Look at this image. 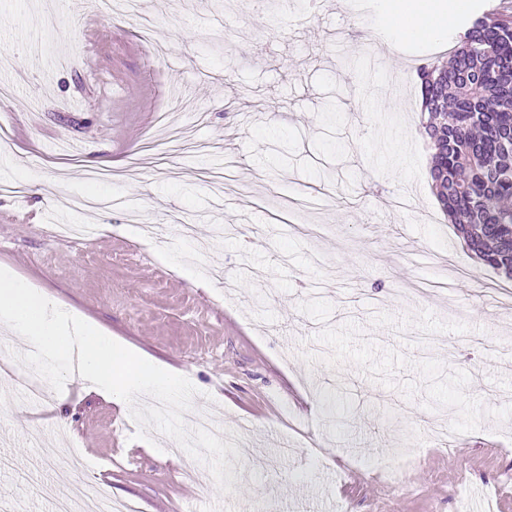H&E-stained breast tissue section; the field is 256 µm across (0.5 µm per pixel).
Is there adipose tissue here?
I'll return each instance as SVG.
<instances>
[{
    "instance_id": "adipose-tissue-1",
    "label": "adipose tissue",
    "mask_w": 512,
    "mask_h": 512,
    "mask_svg": "<svg viewBox=\"0 0 512 512\" xmlns=\"http://www.w3.org/2000/svg\"><path fill=\"white\" fill-rule=\"evenodd\" d=\"M464 6V0H451L447 7L443 6L441 0H398L385 23L393 41L397 43L422 33L433 37Z\"/></svg>"
}]
</instances>
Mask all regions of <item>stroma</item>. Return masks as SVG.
<instances>
[{"mask_svg":"<svg viewBox=\"0 0 512 512\" xmlns=\"http://www.w3.org/2000/svg\"><path fill=\"white\" fill-rule=\"evenodd\" d=\"M40 2L0 0L29 76L0 95V184L27 186L0 194V265L250 428L232 494L201 490L166 435L66 381L46 410H0V512L86 487L142 512H512V358L484 350L512 343V281L440 212L419 133L416 68L445 53L370 41L386 0H142L149 43L90 0H51L53 25ZM173 89L199 150L155 124ZM90 171L126 206L72 210ZM204 243L226 281L195 267ZM59 427L83 470L42 471L29 439Z\"/></svg>","mask_w":512,"mask_h":512,"instance_id":"obj_1","label":"stroma"}]
</instances>
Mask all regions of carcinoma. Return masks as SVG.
Wrapping results in <instances>:
<instances>
[{"label":"carcinoma","instance_id":"obj_1","mask_svg":"<svg viewBox=\"0 0 512 512\" xmlns=\"http://www.w3.org/2000/svg\"><path fill=\"white\" fill-rule=\"evenodd\" d=\"M448 65L417 69L432 191L480 262L512 279V16L455 34Z\"/></svg>","mask_w":512,"mask_h":512}]
</instances>
